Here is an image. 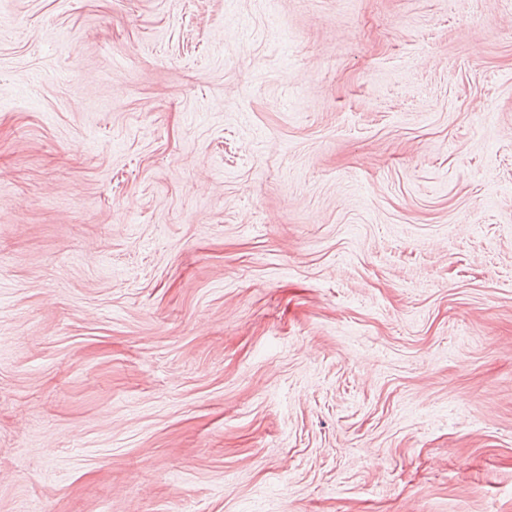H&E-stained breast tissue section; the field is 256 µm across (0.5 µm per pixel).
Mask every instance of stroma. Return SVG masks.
I'll return each instance as SVG.
<instances>
[{
    "mask_svg": "<svg viewBox=\"0 0 512 512\" xmlns=\"http://www.w3.org/2000/svg\"><path fill=\"white\" fill-rule=\"evenodd\" d=\"M0 512H512V0H0Z\"/></svg>",
    "mask_w": 512,
    "mask_h": 512,
    "instance_id": "35a3bbf8",
    "label": "stroma"
}]
</instances>
